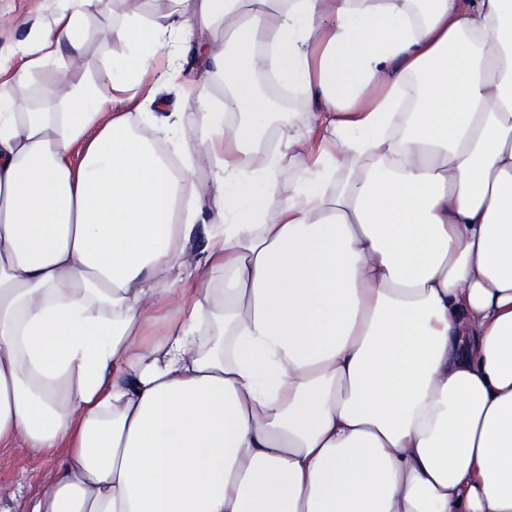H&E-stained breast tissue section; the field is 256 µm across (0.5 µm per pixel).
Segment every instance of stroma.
I'll return each mask as SVG.
<instances>
[{
	"instance_id": "stroma-1",
	"label": "stroma",
	"mask_w": 512,
	"mask_h": 512,
	"mask_svg": "<svg viewBox=\"0 0 512 512\" xmlns=\"http://www.w3.org/2000/svg\"><path fill=\"white\" fill-rule=\"evenodd\" d=\"M69 0H0V54L7 56V69L0 79L10 82L13 98L25 100L26 87L41 81L50 91L54 103H62L70 93L89 79H97V95L110 101L112 88L99 76L112 61L134 55L132 45L117 41L112 36L114 25L129 17H150V0H92L86 8L85 43L79 58L64 55L42 68L14 79L18 61L9 59L10 51L22 46L28 34L52 25L68 11ZM201 109L195 99H187L183 106V131L176 145L179 155L192 159L190 177L198 190L209 200L218 197L214 166L192 128ZM56 470L54 460L27 448L24 442L14 447H0V505L12 512H23L25 502L43 492L52 481Z\"/></svg>"
}]
</instances>
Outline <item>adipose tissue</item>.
I'll list each match as a JSON object with an SVG mask.
<instances>
[{
    "label": "adipose tissue",
    "mask_w": 512,
    "mask_h": 512,
    "mask_svg": "<svg viewBox=\"0 0 512 512\" xmlns=\"http://www.w3.org/2000/svg\"><path fill=\"white\" fill-rule=\"evenodd\" d=\"M90 2L22 69L80 55ZM176 34L230 86L192 89L215 205L95 84L61 112L0 86V447L57 461L26 512H512V0H154L112 29L143 74ZM257 49L313 103L270 155Z\"/></svg>",
    "instance_id": "obj_1"
}]
</instances>
